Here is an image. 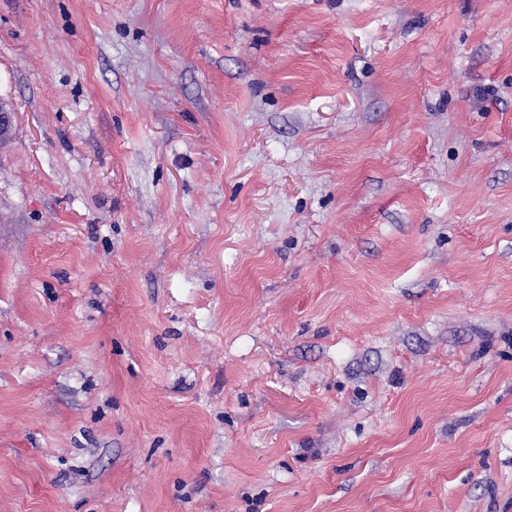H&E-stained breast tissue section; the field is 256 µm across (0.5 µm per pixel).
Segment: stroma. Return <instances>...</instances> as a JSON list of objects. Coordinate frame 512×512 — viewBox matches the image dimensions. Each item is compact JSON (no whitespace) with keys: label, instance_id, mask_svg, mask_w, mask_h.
I'll use <instances>...</instances> for the list:
<instances>
[{"label":"stroma","instance_id":"1","mask_svg":"<svg viewBox=\"0 0 512 512\" xmlns=\"http://www.w3.org/2000/svg\"><path fill=\"white\" fill-rule=\"evenodd\" d=\"M0 512H512V0H0Z\"/></svg>","mask_w":512,"mask_h":512}]
</instances>
